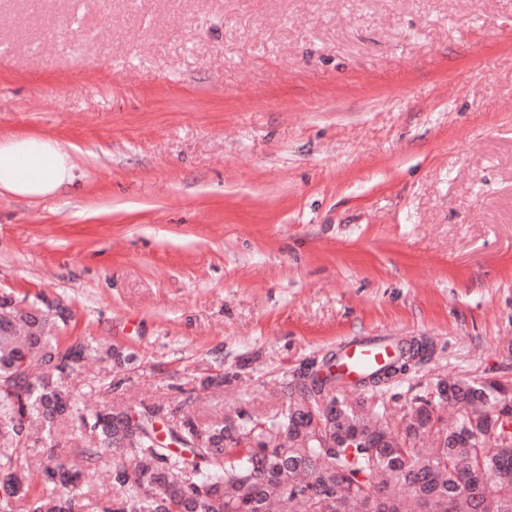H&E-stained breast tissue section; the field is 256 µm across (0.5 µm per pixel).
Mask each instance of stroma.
Segmentation results:
<instances>
[{
    "instance_id": "obj_1",
    "label": "stroma",
    "mask_w": 512,
    "mask_h": 512,
    "mask_svg": "<svg viewBox=\"0 0 512 512\" xmlns=\"http://www.w3.org/2000/svg\"><path fill=\"white\" fill-rule=\"evenodd\" d=\"M71 144L70 192L0 195V292L69 308L68 460L114 400L264 414L347 339L512 383V0H0V135ZM221 373L223 388L203 377Z\"/></svg>"
}]
</instances>
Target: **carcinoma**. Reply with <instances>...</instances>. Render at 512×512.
Wrapping results in <instances>:
<instances>
[{"instance_id": "carcinoma-1", "label": "carcinoma", "mask_w": 512, "mask_h": 512, "mask_svg": "<svg viewBox=\"0 0 512 512\" xmlns=\"http://www.w3.org/2000/svg\"><path fill=\"white\" fill-rule=\"evenodd\" d=\"M66 317L23 310L0 294V512H84L83 469L26 459L28 430L45 435L73 405L64 380L92 348L64 345L55 331ZM401 357L368 375L348 395L321 375L332 358L310 362L281 407L238 412L206 426L186 413L159 426L160 406L116 401L84 425L98 445L84 463L112 454L115 494L100 512H512V387L497 380L438 382L400 406L393 432L369 403L372 395L418 371L425 348L406 341ZM107 358L131 368L133 353L114 346ZM457 407L451 429L436 407ZM492 478L484 493L477 475Z\"/></svg>"}]
</instances>
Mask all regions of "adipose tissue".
<instances>
[{
  "mask_svg": "<svg viewBox=\"0 0 512 512\" xmlns=\"http://www.w3.org/2000/svg\"><path fill=\"white\" fill-rule=\"evenodd\" d=\"M81 176L69 143L36 135L0 136V194L44 199Z\"/></svg>",
  "mask_w": 512,
  "mask_h": 512,
  "instance_id": "ef3b65f1",
  "label": "adipose tissue"
}]
</instances>
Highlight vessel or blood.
Returning <instances> with one entry per match:
<instances>
[{"label":"vessel or blood","instance_id":"obj_1","mask_svg":"<svg viewBox=\"0 0 512 512\" xmlns=\"http://www.w3.org/2000/svg\"><path fill=\"white\" fill-rule=\"evenodd\" d=\"M397 356L392 342L372 337H356L345 342L332 368L343 388H359L362 377L383 368Z\"/></svg>","mask_w":512,"mask_h":512}]
</instances>
